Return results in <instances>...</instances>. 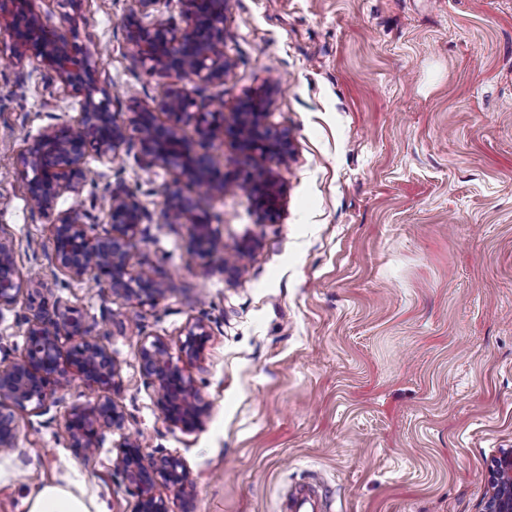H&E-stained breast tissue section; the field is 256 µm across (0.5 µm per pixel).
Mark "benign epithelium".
Here are the masks:
<instances>
[{"label":"benign epithelium","instance_id":"7a95c632","mask_svg":"<svg viewBox=\"0 0 512 512\" xmlns=\"http://www.w3.org/2000/svg\"><path fill=\"white\" fill-rule=\"evenodd\" d=\"M136 2L137 12L124 18L129 53L147 72H162L172 83L155 106L142 108L124 122L112 113L109 93L97 85L90 51L46 30L40 23L37 0H0V29L9 32L14 63L21 66L30 58L40 60L71 95L81 98L74 123L45 126L21 155L28 202L38 212L51 213L64 195L77 197L82 193L90 173L89 152H95L105 164L112 163L133 138L138 140L142 167L167 170L176 183H200L210 195L224 194V172L192 152L181 135L184 124H193L202 141L229 130L245 149H259L283 163L291 157L288 131L263 123L272 105L270 86L239 106L235 124L229 129L224 113L198 105L189 88L196 83L222 85L231 70L224 58L226 0H181V27L162 16L161 0ZM160 114L166 119L159 120ZM263 174L257 187L260 211L273 217L280 208L279 189L268 171ZM106 192L110 229L92 235L81 210L70 208L58 213L51 224V263L74 280L89 277L104 282L112 293L141 306L161 294L146 271L129 267L128 247L139 232L144 213L125 185H109ZM164 215L171 224L193 225L203 253L211 255L221 247L220 238L208 230L191 197L180 191L167 196ZM45 287L42 281L20 279L13 242L0 236V312L13 309L21 299L26 307L21 317L22 352L0 358V452L15 450V412L48 413L62 402L71 376L76 374L98 395L92 403L72 405L67 410L63 434L68 447L82 459L91 460L102 448L105 433L122 432L115 445L113 469L136 497L135 512H170L168 501L156 494V488L161 485L184 500L189 498L192 481L185 462L174 455L148 458L137 439L123 433L125 416L109 396L118 377L112 356L77 308L49 302L42 293ZM184 333L179 357L198 358L210 338L207 325L195 320L185 326ZM63 338L71 343L64 356L60 349ZM139 358L164 422L187 432L199 428L209 405L174 362L170 346L160 338L144 340ZM488 475L491 491L483 512H512V448L499 451Z\"/></svg>","mask_w":512,"mask_h":512}]
</instances>
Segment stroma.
<instances>
[{"instance_id": "obj_1", "label": "stroma", "mask_w": 512, "mask_h": 512, "mask_svg": "<svg viewBox=\"0 0 512 512\" xmlns=\"http://www.w3.org/2000/svg\"><path fill=\"white\" fill-rule=\"evenodd\" d=\"M45 29L94 55L111 109L131 117L168 87L130 56L135 0H38ZM224 54L233 70L202 102L225 111L274 87L269 126L293 158L240 153L227 136H183L215 167L277 180L281 208L262 216L248 187L202 202L225 253L251 242L241 277L196 250L192 227L167 223L177 186L143 170L139 146L102 165L80 200L92 233L108 228L106 183L147 213L129 247L162 295L125 324L127 299L51 270L53 216L32 212L20 155L79 103L37 61L11 64L0 32V231L21 279L77 307L119 370L110 392L146 454L182 458L193 493L171 512H280L289 486L317 476L335 512H482L487 466L512 448V0H230ZM204 322L210 339L185 364L208 402L199 429L168 426L143 376L142 340L178 349ZM73 380L64 406L16 415V450L0 458V512H27L46 484L76 485L102 512H134L112 460L66 444L65 405L94 400Z\"/></svg>"}]
</instances>
